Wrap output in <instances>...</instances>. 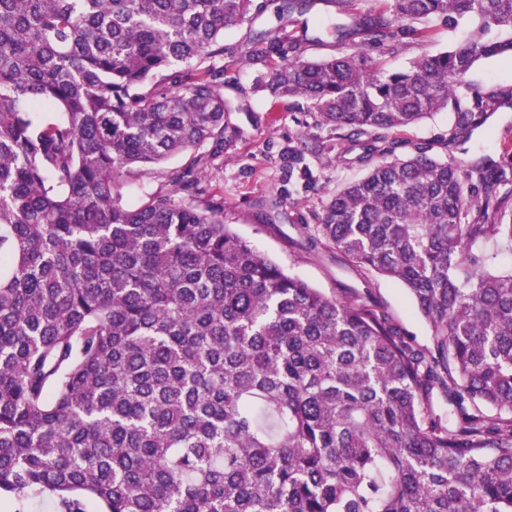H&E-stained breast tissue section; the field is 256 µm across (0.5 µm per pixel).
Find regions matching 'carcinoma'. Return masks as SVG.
Here are the masks:
<instances>
[{
    "instance_id": "carcinoma-1",
    "label": "carcinoma",
    "mask_w": 512,
    "mask_h": 512,
    "mask_svg": "<svg viewBox=\"0 0 512 512\" xmlns=\"http://www.w3.org/2000/svg\"><path fill=\"white\" fill-rule=\"evenodd\" d=\"M336 0H278L292 22ZM256 0H0V498L60 512H512V156L464 164L394 129L448 113L466 143L512 89L465 81L512 56V0H385L265 42L270 112L302 104L362 152L315 238L400 283L432 347L332 299L224 223L201 174L250 114L224 32ZM469 36L386 70L428 23ZM360 46L328 58L308 44ZM189 152L174 194L120 181ZM440 395L446 409L433 407ZM368 52L376 57L378 61L383 65L384 68L395 70L404 67L407 62L415 57L420 49L413 43L407 46L406 49L400 51L399 53L391 54L387 52H382L377 48H367Z\"/></svg>"
}]
</instances>
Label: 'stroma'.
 <instances>
[{"instance_id":"stroma-1","label":"stroma","mask_w":512,"mask_h":512,"mask_svg":"<svg viewBox=\"0 0 512 512\" xmlns=\"http://www.w3.org/2000/svg\"><path fill=\"white\" fill-rule=\"evenodd\" d=\"M248 27L226 31V56L234 65L228 75L236 83L235 96L252 109L244 120L246 134L231 158H217L202 174V184L210 195L224 201V221L258 250L327 296L342 298L356 294L371 298L388 313L406 340L418 346L431 343V329L419 314L404 288L395 281L357 271L350 263L314 238L313 226L324 205L337 189L364 175L366 168L356 160L355 151L334 150L314 157L305 165H290L288 149L296 145L298 134H306L308 146L329 139L330 133L314 128L311 118L300 110L282 109L267 118V102L254 89L257 76H271L281 63L269 59L257 68L248 60L252 48ZM402 152L415 146L431 147L442 153L448 137V116L441 113L419 124L394 131ZM465 161L481 157L499 159L512 153V108L500 109L493 122L474 130L466 144ZM281 201L275 223L261 222L256 203L263 198Z\"/></svg>"}]
</instances>
